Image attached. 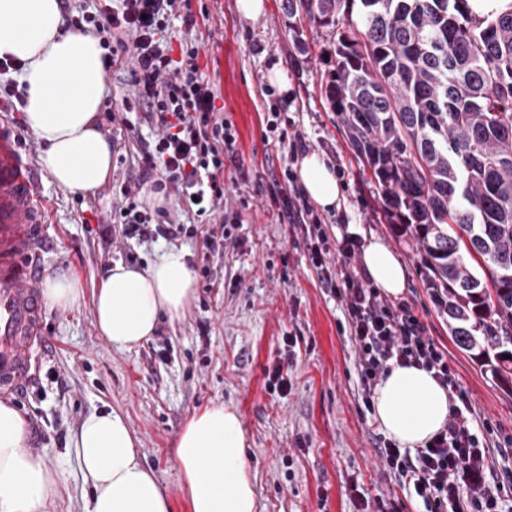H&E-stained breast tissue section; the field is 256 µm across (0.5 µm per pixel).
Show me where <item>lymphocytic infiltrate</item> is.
<instances>
[{"instance_id": "obj_1", "label": "lymphocytic infiltrate", "mask_w": 512, "mask_h": 512, "mask_svg": "<svg viewBox=\"0 0 512 512\" xmlns=\"http://www.w3.org/2000/svg\"><path fill=\"white\" fill-rule=\"evenodd\" d=\"M178 0H117L83 13L73 27L91 25L102 47L106 68L127 65L130 84L158 134L138 159L135 179L112 186L117 204L112 223L126 239H172L185 233L182 224L164 222L163 209H149L139 199L144 185L173 192L204 220L208 249L222 247L231 231L208 220L223 203L224 158L233 154L237 134L216 106L215 92L202 75L198 47L173 48L164 36ZM120 42H112L115 34ZM280 218L301 228L320 281L339 302L355 347L359 385L357 398L371 407L375 388L391 364L425 368L448 392V422L424 447L410 450L379 441L377 454L407 495L421 499L427 512H506L495 462L485 438L490 422L475 424L472 404L459 389L444 348L404 300L392 301L370 286L353 264L358 238L332 241L327 224L296 185L290 172L269 188Z\"/></svg>"}]
</instances>
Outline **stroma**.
<instances>
[{
    "mask_svg": "<svg viewBox=\"0 0 512 512\" xmlns=\"http://www.w3.org/2000/svg\"><path fill=\"white\" fill-rule=\"evenodd\" d=\"M191 5L194 27L174 15L167 35L172 44L198 46L201 71L237 132L235 148L248 178L233 187L239 222L223 252L208 253L199 235L175 239L197 274L196 298L179 319H161L139 347L112 349L95 328L92 308L107 269L118 262L147 267L167 244L104 230L114 205L113 180L136 177L135 159L155 136L126 71L115 68L104 78L106 100L123 114L115 123L98 117L112 145V174L93 191L78 196L61 190L39 164L35 134L15 131L47 213L46 232L55 241L43 257V273L66 272L83 288L74 308L47 311L37 374L22 395L9 399L27 420V451L65 466L66 483L47 512H86L91 486L68 446L84 417L109 409L127 420L172 512H190L172 454L175 440L193 413L214 404L240 415L256 512H357L358 497L372 501L397 491L376 454L382 431L373 413L356 408L358 370L354 348L339 331L340 305L321 287L304 244L293 243L263 191L292 164L288 146L264 141L273 89L268 73L277 64L290 86L282 121L302 132L344 185L340 209L324 214L335 235L356 224L364 240L393 249L407 272L404 298L447 350L459 388L479 415L511 434L512 394L454 343L415 243L387 224L372 175L355 159L341 117L326 98L336 32L346 21L322 27L289 18L284 0H266L265 12L254 18L242 17L236 0ZM288 336L296 344L285 346ZM277 366L291 384L288 392L268 386Z\"/></svg>",
    "mask_w": 512,
    "mask_h": 512,
    "instance_id": "35a3bbf8",
    "label": "stroma"
}]
</instances>
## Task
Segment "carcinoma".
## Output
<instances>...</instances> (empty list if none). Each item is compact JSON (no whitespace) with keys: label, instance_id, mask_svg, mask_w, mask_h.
Returning <instances> with one entry per match:
<instances>
[{"label":"carcinoma","instance_id":"carcinoma-1","mask_svg":"<svg viewBox=\"0 0 512 512\" xmlns=\"http://www.w3.org/2000/svg\"><path fill=\"white\" fill-rule=\"evenodd\" d=\"M357 1L326 97L457 346L512 391V0H286L320 26Z\"/></svg>","mask_w":512,"mask_h":512}]
</instances>
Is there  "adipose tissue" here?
<instances>
[{"mask_svg": "<svg viewBox=\"0 0 512 512\" xmlns=\"http://www.w3.org/2000/svg\"><path fill=\"white\" fill-rule=\"evenodd\" d=\"M22 62L24 119L41 146L40 166L59 188L87 193L112 168V147L97 125L104 85L103 50L93 34L64 27L59 0H0V57ZM304 193L325 210L339 209L342 185L320 154L297 166ZM361 262L385 294L406 290V272L395 252L374 240ZM195 294L185 251L170 247L148 268L115 263L100 280L93 314L100 336L128 351L152 336L160 315L181 317ZM452 402L430 372L392 365L375 389L373 408L383 433L399 447L424 446L444 428ZM27 423L0 402V512H46L66 481L40 454L25 451ZM92 485L87 512H171L156 476L140 458L136 439L119 413L86 416L72 441ZM246 434L236 409L218 404L193 414L174 447L191 512H255L245 458Z\"/></svg>", "mask_w": 512, "mask_h": 512, "instance_id": "adipose-tissue-1", "label": "adipose tissue"}]
</instances>
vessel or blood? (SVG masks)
<instances>
[{
	"instance_id": "1",
	"label": "vessel or blood",
	"mask_w": 512,
	"mask_h": 512,
	"mask_svg": "<svg viewBox=\"0 0 512 512\" xmlns=\"http://www.w3.org/2000/svg\"><path fill=\"white\" fill-rule=\"evenodd\" d=\"M44 211L13 132L0 118V394L20 392L31 376L45 313L40 257L51 241Z\"/></svg>"
}]
</instances>
